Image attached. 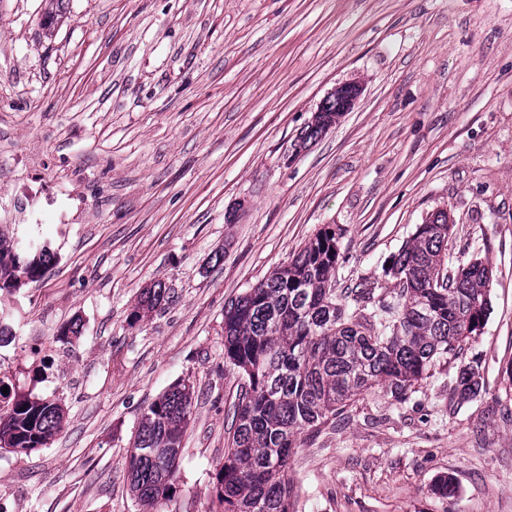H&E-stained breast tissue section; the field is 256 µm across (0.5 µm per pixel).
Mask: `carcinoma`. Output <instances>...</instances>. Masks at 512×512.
<instances>
[{
  "label": "carcinoma",
  "instance_id": "1",
  "mask_svg": "<svg viewBox=\"0 0 512 512\" xmlns=\"http://www.w3.org/2000/svg\"><path fill=\"white\" fill-rule=\"evenodd\" d=\"M64 0H44L41 25L53 36ZM454 223L446 210L416 226L392 256L385 275L393 295L354 290L353 304L336 303V232H319L286 265L231 302L224 311V359L243 377L215 488L223 512H294L288 460L297 434L320 431L375 386L398 403L435 363L448 360L478 335L490 310L491 270L469 260L442 281ZM54 253L43 245L22 256L0 232V290L43 277ZM166 288L147 289L131 314L135 324L157 309ZM479 365L457 370L453 396L480 392ZM0 448L29 451L47 445L62 426L55 400L0 393ZM192 391L177 383L143 412L128 455L130 491L144 505L169 497L177 480Z\"/></svg>",
  "mask_w": 512,
  "mask_h": 512
}]
</instances>
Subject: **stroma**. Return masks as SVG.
<instances>
[{
  "label": "stroma",
  "instance_id": "1",
  "mask_svg": "<svg viewBox=\"0 0 512 512\" xmlns=\"http://www.w3.org/2000/svg\"><path fill=\"white\" fill-rule=\"evenodd\" d=\"M0 0V228L50 245L0 291L14 391L58 401L50 444L0 449V512H221L242 379L224 310L324 228L336 301L447 210L448 267L492 271L491 309L411 399L365 393L288 462L297 512H512V0ZM354 108L299 136L335 86ZM165 299L130 324L140 293ZM80 320L82 333L62 337ZM482 391L451 401L459 367ZM193 387L175 488L130 493L144 409ZM452 477L453 498L433 491Z\"/></svg>",
  "mask_w": 512,
  "mask_h": 512
}]
</instances>
